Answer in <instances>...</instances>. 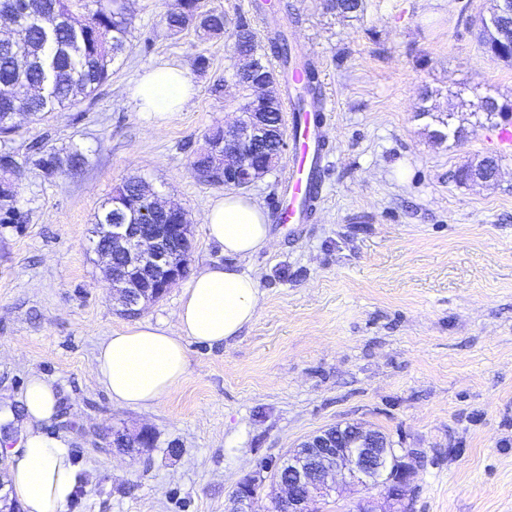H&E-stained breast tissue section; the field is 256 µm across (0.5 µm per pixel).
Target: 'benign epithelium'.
<instances>
[{
    "label": "benign epithelium",
    "mask_w": 512,
    "mask_h": 512,
    "mask_svg": "<svg viewBox=\"0 0 512 512\" xmlns=\"http://www.w3.org/2000/svg\"><path fill=\"white\" fill-rule=\"evenodd\" d=\"M512 11V0H495V7L481 14L475 21L478 31L508 36L497 28L496 16ZM234 53L238 60L235 84H252L253 97L263 99L275 86L271 76L253 81L255 70L252 53L242 46L239 34H234ZM283 128V119H274L267 112H241L234 122L224 127V185L237 188L250 186L269 172L286 154L289 143L286 136L278 137L276 155L264 162L253 160L261 143L271 136L274 128ZM501 160L483 157L468 161L461 167L463 180L489 183L500 174ZM154 210L182 216L179 224L167 225L171 238L183 243L181 248L165 244L164 239L140 229L138 224L127 223L128 216L117 210L112 223L105 226L112 250L98 254L106 263L107 276L114 294L126 314H137L140 305L152 298H161L168 288L184 276L192 251V229L186 210L168 205L154 195ZM288 483H280L281 495L274 503L287 512H312L309 504L338 492L346 485L369 487L384 483L389 489L386 498L401 501L404 487L409 483L412 467L405 457L396 454L388 438L361 424H338L310 436L298 447L288 451ZM256 481L249 486L237 487L236 506L229 512H252L251 504L256 492L253 488L265 481L264 470L257 469Z\"/></svg>",
    "instance_id": "1"
}]
</instances>
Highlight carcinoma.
Wrapping results in <instances>:
<instances>
[{
    "mask_svg": "<svg viewBox=\"0 0 512 512\" xmlns=\"http://www.w3.org/2000/svg\"><path fill=\"white\" fill-rule=\"evenodd\" d=\"M173 30H182L192 22L208 35L224 33V13L204 11L200 0H182L181 10L166 15ZM131 15L112 0H31L28 11L16 15L13 50L0 52V133L8 136L15 128L7 120L9 112L25 106L33 119L72 105L78 98L91 96L112 74V66L132 49ZM244 42L257 50L260 67L272 70L268 55L280 62L282 72L302 75V84L293 86L297 112H320L321 79L318 67L309 60L292 55L288 36L275 31L269 49L259 45L251 21L236 22ZM486 52L502 61L512 60V41L497 43L478 34ZM491 118L512 112V106L500 104L489 95L478 98L474 113ZM86 164V156L76 144L56 150L46 144L29 146L17 167L0 161V220H13L15 196L13 177L20 167L33 165L47 177L77 172ZM222 162L209 151L199 153L192 169L205 177L219 174ZM152 189L140 177H131L116 187L93 216L95 224L112 223V208L123 206L138 215L149 208Z\"/></svg>",
    "mask_w": 512,
    "mask_h": 512,
    "instance_id": "cac0c4a2",
    "label": "carcinoma"
}]
</instances>
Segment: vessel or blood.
<instances>
[{"mask_svg": "<svg viewBox=\"0 0 512 512\" xmlns=\"http://www.w3.org/2000/svg\"><path fill=\"white\" fill-rule=\"evenodd\" d=\"M290 132L295 152L288 168L280 212L283 223L300 224L320 193L324 156L319 152L320 131L315 116L291 113Z\"/></svg>", "mask_w": 512, "mask_h": 512, "instance_id": "obj_1", "label": "vessel or blood"}]
</instances>
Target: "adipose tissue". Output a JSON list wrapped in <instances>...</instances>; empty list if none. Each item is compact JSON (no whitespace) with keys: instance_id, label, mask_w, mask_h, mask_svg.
<instances>
[{"instance_id":"obj_1","label":"adipose tissue","mask_w":512,"mask_h":512,"mask_svg":"<svg viewBox=\"0 0 512 512\" xmlns=\"http://www.w3.org/2000/svg\"><path fill=\"white\" fill-rule=\"evenodd\" d=\"M194 95L186 72L170 64L146 69L132 90L139 111L158 114L182 111ZM204 222L233 264L200 269L182 288L171 325L143 320L100 344L95 372L113 401L131 407L158 404L185 375V339L221 343L256 318L258 277L238 263L271 241L264 209L247 196L227 193L210 205ZM22 404L20 443L6 451V479L23 512H65L80 475L69 450L42 429L56 412L55 392L42 376L31 375Z\"/></svg>"}]
</instances>
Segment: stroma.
<instances>
[{"instance_id":"35a3bbf8","label":"stroma","mask_w":512,"mask_h":512,"mask_svg":"<svg viewBox=\"0 0 512 512\" xmlns=\"http://www.w3.org/2000/svg\"><path fill=\"white\" fill-rule=\"evenodd\" d=\"M180 0H136L132 50L90 97L22 122L11 144H79L81 171L25 168L15 219L0 224V438L19 435L21 397L40 374L57 397L45 425L83 480L66 512H225L260 465L339 423L410 450L405 512H512V156L490 185L457 170L493 156L477 97L512 104V63L485 52L474 20L492 0H363L342 18L325 0H205L267 40L287 26L320 71L327 101L321 195L304 224H271L240 261L257 274L258 316L221 345L186 341L184 379L158 405L112 401L99 344L129 325L90 243L94 213L137 175L189 213V272L227 263L203 222L223 181L191 168L208 131L232 122L230 36L169 29ZM208 65L198 69V57ZM185 69L196 95L158 120L130 89L147 67ZM466 140L437 142L441 120ZM150 428L128 455L116 430Z\"/></svg>"}]
</instances>
